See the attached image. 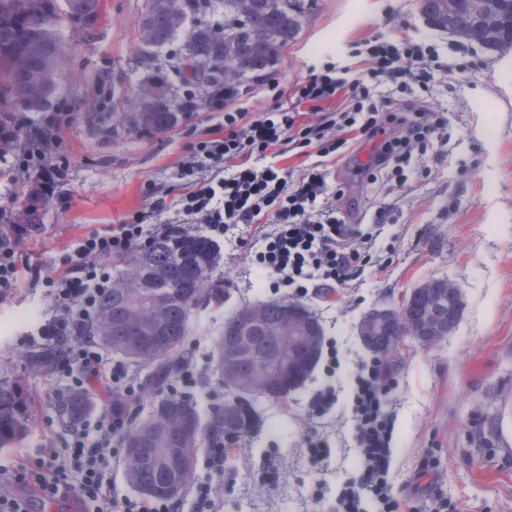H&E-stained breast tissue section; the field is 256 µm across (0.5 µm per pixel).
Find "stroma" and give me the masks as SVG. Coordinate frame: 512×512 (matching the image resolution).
<instances>
[{"instance_id": "stroma-1", "label": "stroma", "mask_w": 512, "mask_h": 512, "mask_svg": "<svg viewBox=\"0 0 512 512\" xmlns=\"http://www.w3.org/2000/svg\"><path fill=\"white\" fill-rule=\"evenodd\" d=\"M143 6L144 0H105L89 42L71 25L61 27L72 50L66 90L54 109L68 113L69 121L49 147L67 160L70 177L50 194L39 233L22 237V260L51 268L60 252L92 231L149 207L169 189L188 145L223 126L225 112L268 111L276 102L275 87L291 86L313 70L332 68L347 80L360 78L359 51L366 39L432 44L437 64L449 71L429 96L448 120L447 143L400 192L388 196L356 172L371 143L357 144L331 170V182L344 191L338 205L346 223L383 219L377 253L389 262L384 274L366 276L358 290L303 299L320 319L325 339L338 348L336 406L325 418L309 414L313 394L327 381L319 366L287 400H258L261 427L241 439L224 463L219 512H335L336 488L358 464L348 377L371 358L358 341V323L371 307L398 305L432 277L461 288L463 312L446 340L430 347L405 342L387 372L397 405L395 482L403 484L411 470L430 462L436 469L433 486L447 495L451 512H512V49L496 54L432 30L417 0H318L272 78L242 85L232 97L214 102L205 88L184 86L175 64L183 36L196 24L222 29L223 8L188 16L180 39L149 63L138 37ZM157 71L171 86L173 100L196 102L163 133L139 126L130 96ZM85 100L95 102L94 111L80 109ZM213 275L224 284V302L199 310L187 341L199 373L191 394L203 414L224 400V385L213 370V344L225 319L242 305L293 296L288 287L271 291L245 247L221 249ZM49 311L43 289L26 284L0 298V374L17 383L34 417L26 436L0 449V460L27 459L47 440L61 448L72 438L57 411L67 383L15 359L25 333ZM313 428L326 432L336 450L324 467L303 451V437ZM271 451L280 479L266 487L255 471ZM316 479L326 485L320 498L312 495Z\"/></svg>"}]
</instances>
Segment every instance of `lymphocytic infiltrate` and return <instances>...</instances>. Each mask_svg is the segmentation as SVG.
<instances>
[{
  "label": "lymphocytic infiltrate",
  "mask_w": 512,
  "mask_h": 512,
  "mask_svg": "<svg viewBox=\"0 0 512 512\" xmlns=\"http://www.w3.org/2000/svg\"><path fill=\"white\" fill-rule=\"evenodd\" d=\"M434 59L432 46L377 40L367 49L366 79L349 82L329 69L313 72L279 90L269 111L248 118L225 112L223 130L189 149L169 198L85 236L60 256L51 273L19 263L17 237H0V297L25 283L44 288L50 300V317L27 334V342L62 345L52 371L74 389L100 384L135 404L136 378L123 362L105 357L86 332L112 286L113 263L134 248L168 233L199 231L235 248L253 244L255 262L274 286L292 288L298 296L356 287L369 267L384 272L385 264L371 261L382 225L344 223L338 207L343 192L330 185V166L354 143L374 138L378 145L361 174L373 185L406 184L413 160L433 151L446 119L422 99L410 111H392V97L379 94L377 86L388 82L405 95L428 88L435 79ZM309 147L317 160L301 174L262 163L270 150L302 153ZM0 161L17 180L41 173L48 189L68 176L66 163L50 161L38 147H2ZM350 411L359 465L336 490V512H367L370 502L378 512H419L415 501L395 488L396 413L379 362L357 365L350 378ZM129 423L128 415L106 407L81 421L67 447L45 448L26 464L0 463V512H31L32 501L71 496L79 497L83 512H174L172 500L131 497L113 486L112 443ZM227 454L223 443L209 441L203 465L214 477L191 485L194 512H217Z\"/></svg>",
  "instance_id": "f902f5d3"
}]
</instances>
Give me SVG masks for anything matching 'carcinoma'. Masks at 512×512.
Listing matches in <instances>:
<instances>
[{
    "label": "carcinoma",
    "instance_id": "obj_1",
    "mask_svg": "<svg viewBox=\"0 0 512 512\" xmlns=\"http://www.w3.org/2000/svg\"><path fill=\"white\" fill-rule=\"evenodd\" d=\"M59 14L49 21L40 7L41 0H0V10L17 18L14 29L0 27V129L9 127V113L23 96L22 85L37 72H44L43 54L29 52L32 35L57 32L58 20L67 16L71 0H57ZM168 9L152 19L150 40L162 48L179 32L176 18L210 7L211 0H168ZM224 6V37L202 27L186 41L181 62H190L188 72L180 74L187 85L215 89L267 78L281 60L282 50L293 42L312 10L314 0H262L263 12L252 17V25L264 34V54L255 59L248 51L234 57L232 47L239 42L237 14L241 0H218ZM417 9L431 27L448 33L456 22L469 19L470 42L487 50L512 47V0H497L496 21L485 19L481 0H417ZM242 60L243 78L228 86L214 72L231 75L237 60ZM64 94L63 74L45 84L38 94L34 112H44ZM136 101L139 124L163 132L175 127L180 117L194 108L188 99L178 104L175 114L159 103L145 104L144 88L138 87ZM46 200L39 182H34L24 199L17 203L12 224H1L0 235L13 232L12 225L36 234L43 224ZM216 263L212 243L202 236L156 237L148 246L133 250L120 261L121 269L112 278V288L102 296L95 320L88 333L100 346L150 369L149 385L159 388L184 358L191 329V316L204 304L224 302V283L213 278ZM235 314H247L255 321L245 335L237 332L233 318L224 321V332L214 341L216 367L224 374V360L232 358L238 378L227 389L224 402L201 417L193 398L165 395L157 397L149 414L132 420L121 437L125 448L122 460L127 484L147 498H171L172 484L182 489L191 480L199 444L206 439H222L231 444L254 433L261 424L255 404L260 399L284 400L315 369L318 360L311 349L322 346L294 344L290 339L293 324L288 322L284 301L267 300L239 307ZM413 328L407 317L400 332L387 341L382 359L397 357L402 335ZM21 360L37 369L50 368L54 352L38 354L24 351ZM89 407L88 398L73 392L59 400L66 422L75 425ZM32 426V417L18 385L0 376V448H9ZM184 454L185 465L179 475L167 467L170 453Z\"/></svg>",
    "mask_w": 512,
    "mask_h": 512
}]
</instances>
